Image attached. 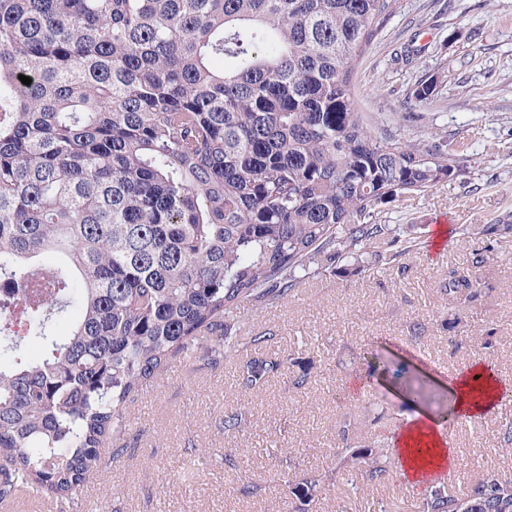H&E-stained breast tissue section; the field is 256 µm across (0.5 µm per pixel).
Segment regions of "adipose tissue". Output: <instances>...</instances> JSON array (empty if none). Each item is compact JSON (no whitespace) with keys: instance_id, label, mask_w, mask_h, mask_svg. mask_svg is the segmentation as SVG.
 I'll return each mask as SVG.
<instances>
[{"instance_id":"adipose-tissue-1","label":"adipose tissue","mask_w":512,"mask_h":512,"mask_svg":"<svg viewBox=\"0 0 512 512\" xmlns=\"http://www.w3.org/2000/svg\"><path fill=\"white\" fill-rule=\"evenodd\" d=\"M451 392L456 396V411L468 416H481L492 411L512 388L504 386L492 368L482 363L465 367L453 380ZM393 441L402 461V475L419 480L421 473L454 468L456 453L442 441L434 426L423 420L409 422L393 434Z\"/></svg>"}]
</instances>
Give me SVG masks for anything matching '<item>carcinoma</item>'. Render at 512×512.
I'll return each mask as SVG.
<instances>
[{"mask_svg": "<svg viewBox=\"0 0 512 512\" xmlns=\"http://www.w3.org/2000/svg\"><path fill=\"white\" fill-rule=\"evenodd\" d=\"M396 0H0V498L26 489L74 512L88 473L128 447L130 406L174 357L245 358L239 392L288 369L271 331L242 313L278 306L309 279L400 276L415 244L382 206L459 176L444 138L377 136L355 111L353 62ZM32 79L25 85L19 79ZM448 265L442 295L462 314L512 224ZM69 335L54 317L73 304ZM38 346L40 359L25 350ZM380 374L418 398L403 360ZM226 437L252 413L224 412ZM332 466L287 465L276 512L345 474L383 485L391 456L339 426ZM512 456V421L500 424ZM418 512H512V476L486 470L468 493L423 486Z\"/></svg>", "mask_w": 512, "mask_h": 512, "instance_id": "cac0c4a2", "label": "carcinoma"}]
</instances>
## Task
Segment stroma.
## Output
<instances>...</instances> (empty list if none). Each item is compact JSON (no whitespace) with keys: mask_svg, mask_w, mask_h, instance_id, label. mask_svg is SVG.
I'll use <instances>...</instances> for the list:
<instances>
[{"mask_svg":"<svg viewBox=\"0 0 512 512\" xmlns=\"http://www.w3.org/2000/svg\"><path fill=\"white\" fill-rule=\"evenodd\" d=\"M423 80L433 91L418 102L411 92ZM352 90L356 111L375 132L406 139L438 134L469 158L457 180L385 206L381 223L410 225L417 242L403 258L405 274L317 278L277 307L245 316L244 333L270 329L282 350L306 346L314 359L306 392L289 391L282 373L260 398L247 400L235 387L239 359L215 366L199 354L176 358L132 405L135 441L82 485L83 512H271L282 458L326 469L341 421L386 446L420 410L441 420L456 450L449 488L471 490L485 469L512 472L495 438L500 421L512 419V397L473 423L450 417L444 402L457 372L479 360L512 386V245L484 268L489 288L465 314L461 347L451 343L454 313L440 292L448 264L465 262L479 245L470 228L512 224V0H397L357 58ZM416 320L428 325L418 341L409 330ZM490 331L497 343L487 351L480 341ZM368 346L406 361L426 384L427 399H409L380 382L348 388L354 373L344 362ZM243 403L255 414L252 428L245 438L225 437L224 411ZM207 448L231 452L235 467L202 462ZM248 485L259 493H245ZM418 499V487L393 474L374 490L326 485L308 512H333L338 504L345 512H416Z\"/></svg>","mask_w":512,"mask_h":512,"instance_id":"stroma-1","label":"stroma"}]
</instances>
